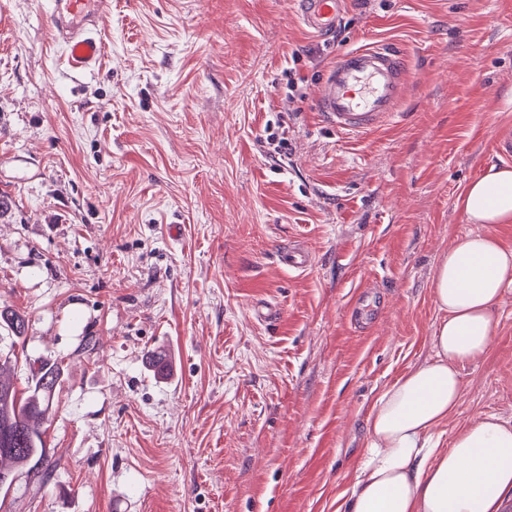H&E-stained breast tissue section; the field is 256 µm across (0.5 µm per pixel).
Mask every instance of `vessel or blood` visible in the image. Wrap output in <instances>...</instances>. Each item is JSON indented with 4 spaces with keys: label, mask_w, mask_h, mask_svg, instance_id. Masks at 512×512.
I'll return each mask as SVG.
<instances>
[{
    "label": "vessel or blood",
    "mask_w": 512,
    "mask_h": 512,
    "mask_svg": "<svg viewBox=\"0 0 512 512\" xmlns=\"http://www.w3.org/2000/svg\"><path fill=\"white\" fill-rule=\"evenodd\" d=\"M112 0H52L49 19L72 69L90 71L101 60L99 31ZM302 22L332 31L344 0H299ZM403 55L384 45L339 51L322 79L316 106L323 120L346 134L370 132L394 115L404 90Z\"/></svg>",
    "instance_id": "1"
}]
</instances>
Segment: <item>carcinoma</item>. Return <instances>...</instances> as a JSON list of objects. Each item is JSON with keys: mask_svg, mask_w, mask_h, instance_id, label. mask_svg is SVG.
<instances>
[{"mask_svg": "<svg viewBox=\"0 0 512 512\" xmlns=\"http://www.w3.org/2000/svg\"><path fill=\"white\" fill-rule=\"evenodd\" d=\"M0 328L21 337L26 330V316L3 308ZM9 362L11 358L0 353V491L6 493L22 475L39 484L52 475L49 449L36 425L45 420L55 401L60 375L56 364L39 362L31 369V387L24 397L4 379V366Z\"/></svg>", "mask_w": 512, "mask_h": 512, "instance_id": "obj_1", "label": "carcinoma"}]
</instances>
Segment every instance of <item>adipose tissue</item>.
Returning a JSON list of instances; mask_svg holds the SVG:
<instances>
[{
  "label": "adipose tissue",
  "instance_id": "ef3b65f1",
  "mask_svg": "<svg viewBox=\"0 0 512 512\" xmlns=\"http://www.w3.org/2000/svg\"><path fill=\"white\" fill-rule=\"evenodd\" d=\"M459 205L472 229L434 267V354L371 407L354 481L336 512H502L512 498L511 421L487 414L449 447L434 440L462 397L461 367L487 354L512 292V249L490 230L512 224V167L490 166Z\"/></svg>",
  "mask_w": 512,
  "mask_h": 512
}]
</instances>
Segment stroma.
<instances>
[{"label":"stroma","instance_id":"obj_1","mask_svg":"<svg viewBox=\"0 0 512 512\" xmlns=\"http://www.w3.org/2000/svg\"><path fill=\"white\" fill-rule=\"evenodd\" d=\"M102 38L70 69L44 0H0V308L28 320L0 350L21 392L62 363L52 476L0 512H336L372 404L433 353L457 199L512 134V0H347L330 35L296 0H112ZM387 43L395 116L327 127L337 51ZM462 379L445 443L512 420V293Z\"/></svg>","mask_w":512,"mask_h":512}]
</instances>
